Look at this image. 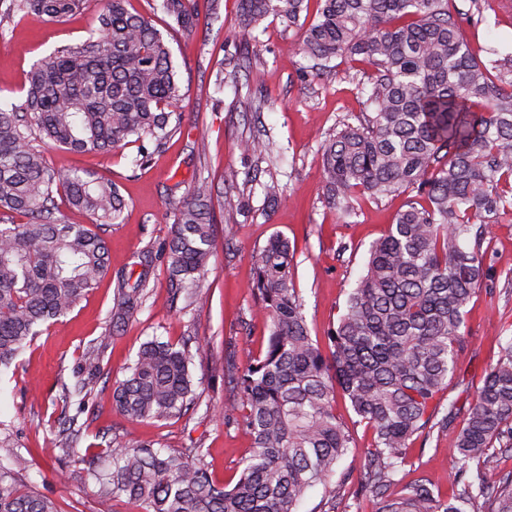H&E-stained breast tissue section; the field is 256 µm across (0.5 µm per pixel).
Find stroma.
Instances as JSON below:
<instances>
[{"label":"stroma","instance_id":"35a3bbf8","mask_svg":"<svg viewBox=\"0 0 512 512\" xmlns=\"http://www.w3.org/2000/svg\"><path fill=\"white\" fill-rule=\"evenodd\" d=\"M154 0H131V8L165 36L177 66L182 121L165 147L140 164V145L128 143L108 153L74 154L49 148L47 165L56 171L77 170L114 180L125 200L119 223L98 226L95 218L59 202L66 224L97 229L109 251V270L97 288L72 311L50 325L15 360L0 371V440L13 436L17 451L29 465V488L52 498L59 512H142L139 505L100 501L84 464L60 458L58 418L77 415L83 444L108 440L123 446L143 442L170 451H206L216 483H234L252 441L236 425L224 422V401L232 385L224 364L244 369L264 349L269 334L258 313L251 284L253 252L273 234L287 237L295 248L293 283L304 301L312 335L322 337L336 325L348 294L363 273L370 245L382 237L406 196L354 201V214L344 217L323 197L319 143L342 121H356L366 111L357 94L358 81L372 69L359 61H340L331 75L317 74L299 51L302 31L266 20L254 35L236 25L238 0H219L213 14H201L192 33L171 26L153 9ZM470 15L464 35L481 59L512 57V6L506 0H455ZM105 0H87L83 12L62 23L36 16L0 30V99L18 102L32 64L55 47L85 40L99 26ZM246 51L260 55L249 84L273 104L272 109L243 112L233 81L216 92L219 61ZM253 137L270 140L272 158L256 162L239 148ZM259 180H251L254 167ZM277 178L287 184V197L277 207L264 201L262 182ZM212 186L213 254L200 280L206 303L190 306L170 302L169 270L160 247L169 239L173 207L198 179ZM492 240L485 266L490 277L471 301L461 354L444 399L466 404L496 362L502 344L512 338V214L491 222ZM153 258L143 266L144 255ZM147 272V294L130 317L112 321L118 280ZM111 336L103 374L86 406L66 397L84 349L101 336ZM179 345L197 337L200 350L191 367L197 393L185 413L164 421L133 419L112 404V387L123 380L141 346L153 337ZM335 412L354 437L355 446L339 464L358 469L371 451L374 434L360 423L347 397L337 396ZM452 436H415L403 482L418 477L447 492L455 464Z\"/></svg>","mask_w":512,"mask_h":512}]
</instances>
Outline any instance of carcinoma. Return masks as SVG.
I'll list each match as a JSON object with an SVG mask.
<instances>
[{"instance_id": "cac0c4a2", "label": "carcinoma", "mask_w": 512, "mask_h": 512, "mask_svg": "<svg viewBox=\"0 0 512 512\" xmlns=\"http://www.w3.org/2000/svg\"><path fill=\"white\" fill-rule=\"evenodd\" d=\"M303 27V52L325 68L337 58L374 68L358 93L374 112L319 144L327 204L349 215L360 195L405 194L409 201L388 232L368 250L346 310L323 341L311 336L293 285L294 251L275 234L254 255L252 288L269 320L265 350L236 377V398L225 406L250 436L252 454L236 482L218 486L205 453L166 452L151 442L96 454L87 475L103 501L122 498L143 512H298L307 491L323 487L321 508L335 512L334 482L352 438L333 410L336 389L375 432L364 460L361 493L379 512H512V471L493 483L498 451L512 450V338L502 346L467 409L441 403L455 375L465 336L467 305L486 278L484 243L490 214L512 212V64L482 61L463 38L451 0H239L236 23L246 32L272 17ZM86 0H0V25L17 16L62 22ZM129 0H108L99 27L77 44L37 60L24 100L0 101V368L9 367L42 332L67 316L108 270L104 239L83 224H63L56 197L104 224L121 219L124 200L109 179L46 164L41 141L73 152H110L130 139L154 149L176 128L180 87L163 34ZM156 9L191 31L200 0H155ZM244 56L224 76L249 78ZM243 153L263 159L270 143L252 138ZM267 203L286 196L274 178L262 183ZM211 185L197 181L173 210L165 245L174 294L203 302L201 273L213 253ZM146 276L118 283L112 320L121 321L144 295ZM100 336L81 357L75 393L88 396L101 377ZM189 349L154 338L143 344L129 374L113 386L112 404L135 419L166 420L194 400ZM467 412L461 428L454 422ZM454 433L459 464L442 498L419 477L390 497L415 434ZM477 466L471 473L469 463ZM27 459L0 466V512H58L55 502L20 478Z\"/></svg>"}]
</instances>
